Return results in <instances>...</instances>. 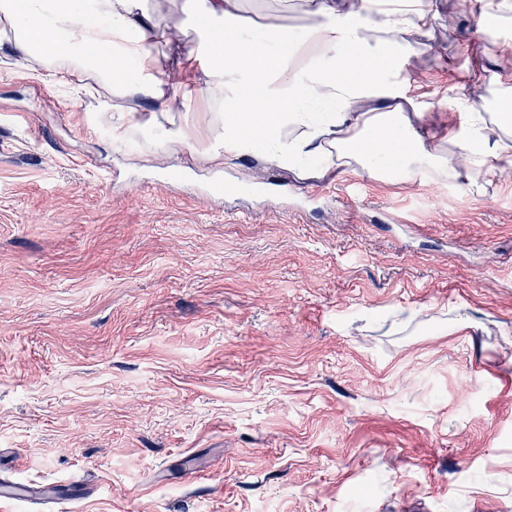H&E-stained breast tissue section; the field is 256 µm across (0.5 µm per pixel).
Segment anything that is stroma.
Here are the masks:
<instances>
[{
    "instance_id": "obj_1",
    "label": "stroma",
    "mask_w": 512,
    "mask_h": 512,
    "mask_svg": "<svg viewBox=\"0 0 512 512\" xmlns=\"http://www.w3.org/2000/svg\"><path fill=\"white\" fill-rule=\"evenodd\" d=\"M436 3L408 68L445 112L505 61ZM148 6L181 33L151 49L164 101H123L155 128L0 45V483L81 482L70 512H512V177L474 194L213 158L195 0ZM306 10L241 14L300 30ZM458 305L472 327L443 331Z\"/></svg>"
}]
</instances>
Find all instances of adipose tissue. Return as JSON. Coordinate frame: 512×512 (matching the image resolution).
<instances>
[{
  "label": "adipose tissue",
  "mask_w": 512,
  "mask_h": 512,
  "mask_svg": "<svg viewBox=\"0 0 512 512\" xmlns=\"http://www.w3.org/2000/svg\"><path fill=\"white\" fill-rule=\"evenodd\" d=\"M236 2L196 0L198 34L213 51L209 90L224 105L226 134L211 144L214 156L257 145L268 161L308 176L363 171L412 182L429 173L475 193L512 162V69L499 77L493 112L461 100L444 118L412 92L404 71L437 16L432 0H367L348 12L308 0L313 25L233 31L221 56ZM472 15L483 40L511 56L501 31L512 25V0H474ZM171 38L145 0H0V40L43 81L67 74L108 83L113 64L124 63L125 89L162 99L150 54Z\"/></svg>",
  "instance_id": "obj_1"
}]
</instances>
